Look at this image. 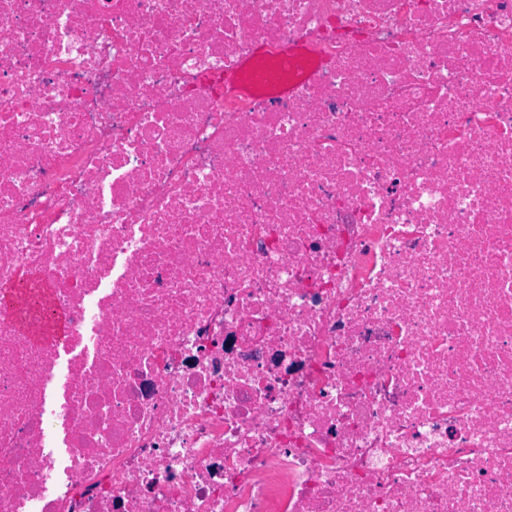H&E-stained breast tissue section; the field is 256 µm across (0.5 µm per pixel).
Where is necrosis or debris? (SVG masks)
<instances>
[{
    "instance_id": "4bbe7bcc",
    "label": "necrosis or debris",
    "mask_w": 512,
    "mask_h": 512,
    "mask_svg": "<svg viewBox=\"0 0 512 512\" xmlns=\"http://www.w3.org/2000/svg\"><path fill=\"white\" fill-rule=\"evenodd\" d=\"M17 285L0 512H512V0H0ZM251 65V60L244 61L236 73L224 77V83L241 95L253 94L257 89L256 83L244 77L251 69Z\"/></svg>"
}]
</instances>
